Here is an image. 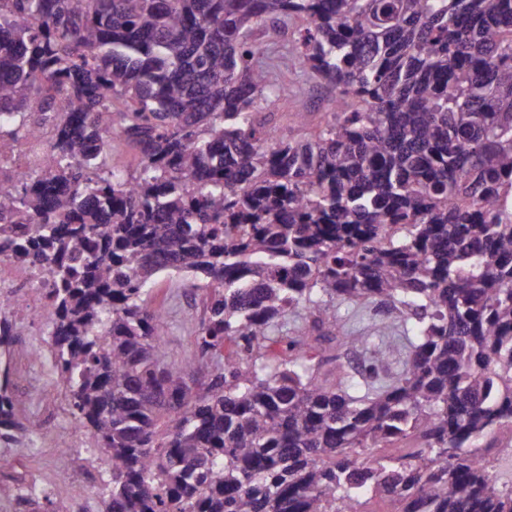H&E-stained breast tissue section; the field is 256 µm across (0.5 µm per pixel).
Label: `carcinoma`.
Here are the masks:
<instances>
[{
	"mask_svg": "<svg viewBox=\"0 0 512 512\" xmlns=\"http://www.w3.org/2000/svg\"><path fill=\"white\" fill-rule=\"evenodd\" d=\"M300 17L291 55L336 91L311 137L262 115L288 88L254 40ZM24 139L46 152L0 252L46 267L103 512H512L475 445L512 434V0H0V155ZM161 273L209 290L193 362L166 358ZM374 302L399 368L322 375L313 344L374 342L338 306ZM26 431L0 378V437ZM139 151L133 145L126 142L112 143V161L113 167L126 171L134 170L139 162Z\"/></svg>",
	"mask_w": 512,
	"mask_h": 512,
	"instance_id": "obj_1",
	"label": "carcinoma"
}]
</instances>
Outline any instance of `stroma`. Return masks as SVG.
Here are the masks:
<instances>
[{
  "mask_svg": "<svg viewBox=\"0 0 512 512\" xmlns=\"http://www.w3.org/2000/svg\"><path fill=\"white\" fill-rule=\"evenodd\" d=\"M301 26V20L294 19L267 25L256 35L261 54L272 53L277 57V83L287 85L295 93L294 98L281 99L272 109V125L283 130L293 124L295 99L306 103L310 121L314 124L324 121L334 110L333 89L319 79L303 76L288 53V44ZM205 298V290L191 288L187 278L163 275L155 281L151 301L166 312L163 344L169 360L188 362L193 359L194 334L205 316ZM48 331L46 322L25 321L11 348L10 381L20 410H27L29 402L36 401L53 415L52 420L31 433L39 452L29 458L28 466L41 477L55 482L52 498L66 506L69 512H102L100 491H93L83 498L76 495L71 480L56 477L64 450H71L76 456H87L91 453V441L85 432L76 429L62 408L60 389L51 368Z\"/></svg>",
  "mask_w": 512,
  "mask_h": 512,
  "instance_id": "obj_1",
  "label": "stroma"
}]
</instances>
